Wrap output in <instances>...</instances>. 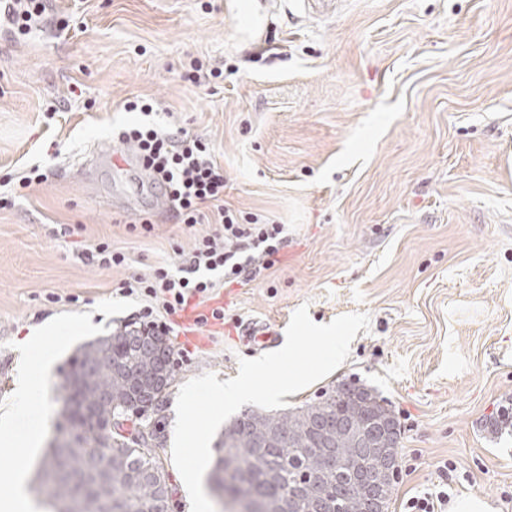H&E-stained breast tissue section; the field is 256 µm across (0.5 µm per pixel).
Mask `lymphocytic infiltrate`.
I'll list each match as a JSON object with an SVG mask.
<instances>
[{"instance_id": "f902f5d3", "label": "lymphocytic infiltrate", "mask_w": 512, "mask_h": 512, "mask_svg": "<svg viewBox=\"0 0 512 512\" xmlns=\"http://www.w3.org/2000/svg\"><path fill=\"white\" fill-rule=\"evenodd\" d=\"M112 137L136 149L180 223L192 228L210 216L216 224L214 231L196 236L189 251L180 252L178 266L160 264L149 276L123 283V295L146 300L141 326L167 335L170 316L191 300H211L218 285L249 284L279 263L288 244L286 226L255 218L243 222L225 206L224 170L202 138L164 132L148 121L120 128Z\"/></svg>"}]
</instances>
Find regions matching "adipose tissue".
<instances>
[{
    "mask_svg": "<svg viewBox=\"0 0 512 512\" xmlns=\"http://www.w3.org/2000/svg\"><path fill=\"white\" fill-rule=\"evenodd\" d=\"M21 407H7L0 410V439L12 444L16 462L12 469L0 477V512H39L40 505L30 495L26 461L38 452L41 437L32 431L24 439L15 436L16 420L22 410L34 405L45 404L46 399L40 387L31 381H24L18 388Z\"/></svg>",
    "mask_w": 512,
    "mask_h": 512,
    "instance_id": "adipose-tissue-1",
    "label": "adipose tissue"
}]
</instances>
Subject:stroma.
<instances>
[{
	"instance_id": "1",
	"label": "stroma",
	"mask_w": 512,
	"mask_h": 512,
	"mask_svg": "<svg viewBox=\"0 0 512 512\" xmlns=\"http://www.w3.org/2000/svg\"><path fill=\"white\" fill-rule=\"evenodd\" d=\"M258 3L246 25L236 0H45L28 33L0 31V181L45 175L0 209V407L32 363L23 339L50 327V445L77 348L138 320L122 284L192 245L139 168L85 178L97 152H124L113 128L140 121L124 102L149 99L154 122L209 143L225 205L288 229L263 280L172 318L156 447L171 512H191L171 458L180 388L236 377L261 354L243 328L280 329L303 305L318 324L370 317L340 367L285 401L350 381L385 399L401 422L388 512L443 479L512 512V430L486 432L512 403V0H350L324 22ZM142 218L151 233L132 230ZM99 239L128 265L81 262Z\"/></svg>"
}]
</instances>
